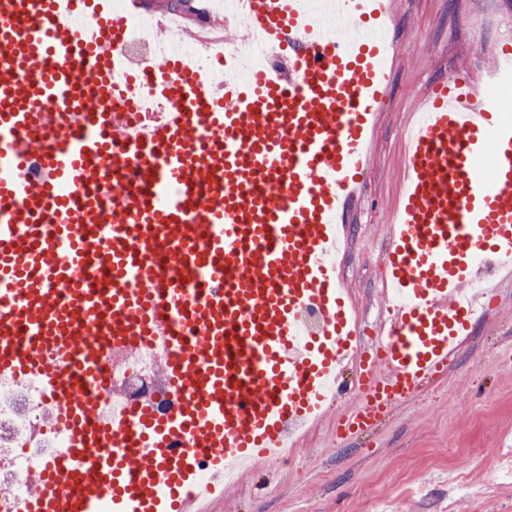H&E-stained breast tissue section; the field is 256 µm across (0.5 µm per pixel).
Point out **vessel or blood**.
I'll return each instance as SVG.
<instances>
[{
	"mask_svg": "<svg viewBox=\"0 0 512 512\" xmlns=\"http://www.w3.org/2000/svg\"><path fill=\"white\" fill-rule=\"evenodd\" d=\"M284 69L208 88L166 38L134 54L112 0H0V378L38 381L65 436L0 512H192L199 463L224 474L276 457L289 424L320 419L340 391L354 331L331 261L356 196L386 73L366 23L392 0H240ZM339 32H331V24ZM157 73L177 107L128 135L117 101ZM426 101L409 144L390 293L357 408L340 433L374 427L448 370L480 310L473 259L512 263V124L495 84ZM112 103L92 112L90 100ZM315 310L321 323L305 331ZM97 338L86 328L93 315ZM152 336L175 408L102 417L86 398L112 354Z\"/></svg>",
	"mask_w": 512,
	"mask_h": 512,
	"instance_id": "obj_1",
	"label": "vessel or blood"
}]
</instances>
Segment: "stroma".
<instances>
[{"label":"stroma","mask_w":512,"mask_h":512,"mask_svg":"<svg viewBox=\"0 0 512 512\" xmlns=\"http://www.w3.org/2000/svg\"><path fill=\"white\" fill-rule=\"evenodd\" d=\"M398 2L403 22L393 34L390 84L360 191L343 218L350 253L340 274L367 335L390 305L379 278L401 197V129L418 120L436 83L476 80L491 67L478 52L483 35L512 46V0ZM489 284L494 305L451 356L447 375L358 436L337 437L336 418L348 406H332L293 458L225 487L212 512H386L389 501L393 512H442L452 496L461 512H512V480L490 483L496 460L512 456V278L503 273ZM462 458L470 461L469 485L490 487L479 500L448 484L449 467ZM412 480L420 496L404 494Z\"/></svg>","instance_id":"1"}]
</instances>
